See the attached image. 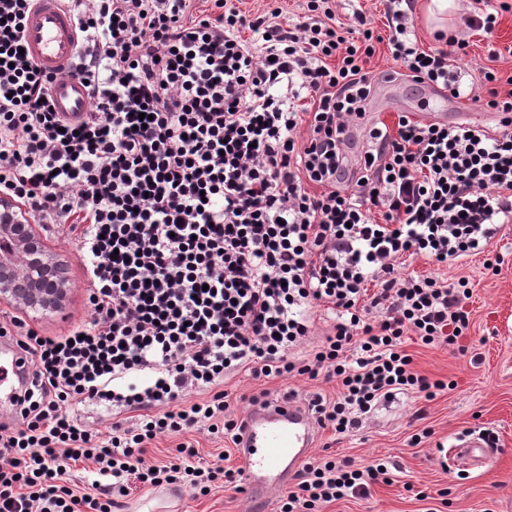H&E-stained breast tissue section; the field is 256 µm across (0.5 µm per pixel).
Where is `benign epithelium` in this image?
<instances>
[{
    "label": "benign epithelium",
    "mask_w": 512,
    "mask_h": 512,
    "mask_svg": "<svg viewBox=\"0 0 512 512\" xmlns=\"http://www.w3.org/2000/svg\"><path fill=\"white\" fill-rule=\"evenodd\" d=\"M1 242L0 303L40 315L62 310L71 288L66 262L10 198H0Z\"/></svg>",
    "instance_id": "benign-epithelium-1"
}]
</instances>
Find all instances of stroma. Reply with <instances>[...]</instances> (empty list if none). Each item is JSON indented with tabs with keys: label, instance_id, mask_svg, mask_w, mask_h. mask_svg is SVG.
<instances>
[{
	"label": "stroma",
	"instance_id": "1",
	"mask_svg": "<svg viewBox=\"0 0 512 512\" xmlns=\"http://www.w3.org/2000/svg\"><path fill=\"white\" fill-rule=\"evenodd\" d=\"M492 44L500 49L512 45V10L500 15L493 42L478 34L470 38L460 65L475 84H482V70L489 65L501 77L512 75V57L488 62ZM392 65L383 47L368 65L378 76L369 103L384 108L383 118L389 123L396 113L418 110L414 82L383 79V71ZM44 242L67 260L72 289L62 311L29 319L28 324L39 335L57 336L84 319L86 280L74 237L53 230ZM490 254L501 258L494 272L485 269L487 256L482 254L442 266L423 257L404 260L408 274H436L451 283L464 276L469 281L465 308L471 327L457 345L431 349L411 340L406 343L416 369L430 379L449 382L451 388L431 401L411 393L395 395L379 403L362 428L349 436L320 430L312 457L349 458L363 466L387 458L398 468L390 483L374 485L368 496L346 497L320 506L319 512H512V225L495 238ZM225 387L236 397L264 387L274 399L292 391L306 403L319 396L334 398L337 392L333 382L299 377L263 386L244 374L227 380ZM425 429L430 437L412 444V435ZM475 432L484 433L494 448L487 463L441 462L443 449ZM120 503V512H251L248 494L230 487L197 497L174 485L140 489Z\"/></svg>",
	"mask_w": 512,
	"mask_h": 512
}]
</instances>
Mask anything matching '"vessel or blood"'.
Instances as JSON below:
<instances>
[{
    "label": "vessel or blood",
    "instance_id": "obj_1",
    "mask_svg": "<svg viewBox=\"0 0 512 512\" xmlns=\"http://www.w3.org/2000/svg\"><path fill=\"white\" fill-rule=\"evenodd\" d=\"M26 47L42 70L56 74L50 95L57 112L74 119L84 116L89 97L77 77H60L77 55L82 37L65 0H37L25 22ZM424 122L451 127L490 128L493 112H427ZM236 452L244 464V483L253 503L265 508L277 490L285 488L309 457L317 437L309 407L295 396L251 405L238 423ZM490 455L480 437L452 446L451 458L486 461Z\"/></svg>",
    "mask_w": 512,
    "mask_h": 512
}]
</instances>
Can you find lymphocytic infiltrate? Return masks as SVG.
I'll return each mask as SVG.
<instances>
[{
  "label": "lymphocytic infiltrate",
  "instance_id": "f902f5d3",
  "mask_svg": "<svg viewBox=\"0 0 512 512\" xmlns=\"http://www.w3.org/2000/svg\"><path fill=\"white\" fill-rule=\"evenodd\" d=\"M66 0L87 58V116L55 112L54 75L23 54L35 0H0V195L34 223L72 219L87 273L89 317L43 337L19 316L30 379L0 424V512H112L130 483L205 496L241 485V469L178 444L187 433L233 435L230 394L255 381L338 382L314 403L320 427L349 434L394 393L445 391L413 365L406 337L457 344L470 327L468 281L402 272L403 256L435 264L487 252L512 223V77L485 94L455 58L467 32L421 49L413 0H386L394 74L502 113L487 132L397 115L375 123L358 158L351 128L371 94L376 38L366 16L341 26L335 0H306L296 21L249 15L234 0ZM148 123H141V115ZM375 292H368V285ZM333 322L307 358L293 349L318 311ZM114 419L92 431L91 405ZM138 412L130 423L126 412ZM91 463L90 492L66 485L65 464ZM381 463L309 461L279 512L367 495Z\"/></svg>",
  "mask_w": 512,
  "mask_h": 512
}]
</instances>
